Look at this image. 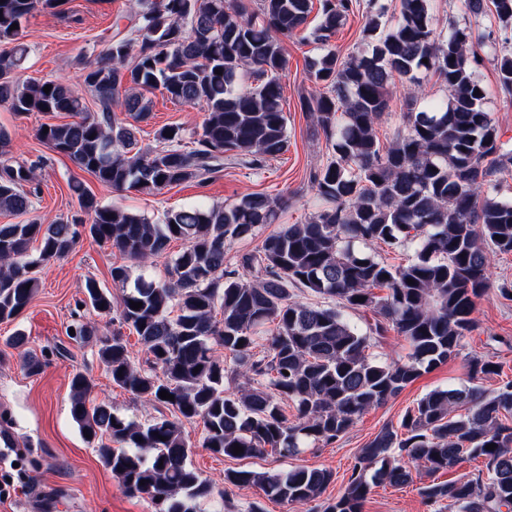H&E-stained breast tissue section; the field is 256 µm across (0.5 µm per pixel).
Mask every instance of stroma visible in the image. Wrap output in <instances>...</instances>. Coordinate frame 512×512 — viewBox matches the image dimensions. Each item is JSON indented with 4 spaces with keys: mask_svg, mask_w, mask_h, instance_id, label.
Here are the masks:
<instances>
[{
    "mask_svg": "<svg viewBox=\"0 0 512 512\" xmlns=\"http://www.w3.org/2000/svg\"><path fill=\"white\" fill-rule=\"evenodd\" d=\"M65 10L62 16L37 11L28 17L23 31L30 53L18 75L24 80L62 77L74 91L83 93L84 68L94 60L98 42L113 34L117 15L128 13V0H68ZM452 22L470 26L485 42L503 41V33L489 17L465 14L463 0H438L437 28L447 30ZM283 46L288 59L282 80L288 117L287 151L258 172L225 165L220 176L202 186L185 182L155 195L113 191L39 139L37 130L42 123L49 119L66 122V114L51 118L38 113L18 115L0 107V127L10 135L11 155L29 163L39 162L41 167L30 213L0 212V224H21L31 218L48 224L81 216L78 199L70 189L74 180L101 205H118L153 220L199 203L221 206L248 194L265 193L286 202L275 223L266 225V232L305 222L314 211L309 175L327 154L322 130L311 123L300 101L301 93L313 88L308 63L319 51L298 36L285 39ZM475 69L489 88L485 107L500 140L512 145V102L498 89L493 54L480 52ZM150 99L151 114L137 125V138L143 146H154L156 132L166 125H180L188 135L200 130L205 118L200 107L171 101L157 91ZM414 107L406 83L390 86L388 108L374 125L381 144H389L403 129L404 115ZM125 261V256L110 245L80 240L67 256L40 267L39 288L22 315L0 322V437L8 436L13 442L12 447L0 450V512H156L150 501L123 490L95 448L84 441L70 414V381L79 371L92 382L91 400H108L119 414L145 422L166 412L161 404L136 399L113 386L98 358L96 340L77 342L67 335L68 326L76 320L105 326V318L84 302L85 282L94 279L113 297H120L122 288L113 284L110 271ZM492 272V286L474 313L478 326L464 339L460 355L423 370L397 395L366 412L334 443L316 445L295 457L266 453L230 459L202 448L201 422L185 423L184 430L195 445L190 461L203 477L213 481L216 492L224 493L227 512H250L255 504L263 512H292L293 507L266 497L254 486L225 487V471L247 469L275 475L295 466L328 468L334 480L325 495L333 498L350 477L359 449L382 428L397 424L407 408L427 392L464 383L467 359L477 356L499 363L497 374L482 379L484 389L493 390L512 380V298L498 291L500 285L512 284V253L496 255ZM18 334L26 336V343L10 346V338ZM28 353L44 362L41 374L24 372L21 360ZM426 481L425 474L420 473L403 486L374 487L363 512H434L420 493Z\"/></svg>",
    "mask_w": 512,
    "mask_h": 512,
    "instance_id": "1",
    "label": "stroma"
}]
</instances>
